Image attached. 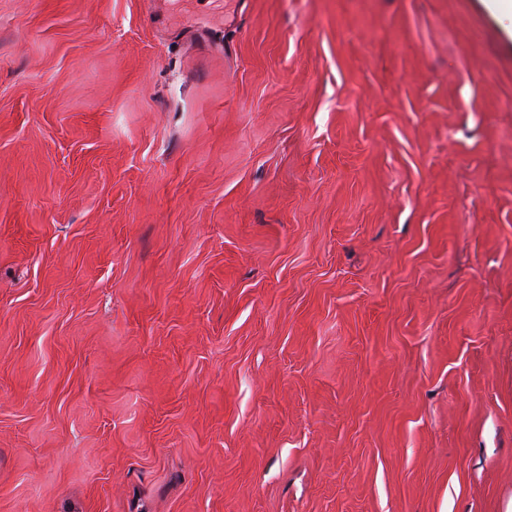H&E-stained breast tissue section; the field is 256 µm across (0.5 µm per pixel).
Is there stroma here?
<instances>
[{
    "mask_svg": "<svg viewBox=\"0 0 512 512\" xmlns=\"http://www.w3.org/2000/svg\"><path fill=\"white\" fill-rule=\"evenodd\" d=\"M0 0V512H512V15Z\"/></svg>",
    "mask_w": 512,
    "mask_h": 512,
    "instance_id": "stroma-1",
    "label": "stroma"
}]
</instances>
